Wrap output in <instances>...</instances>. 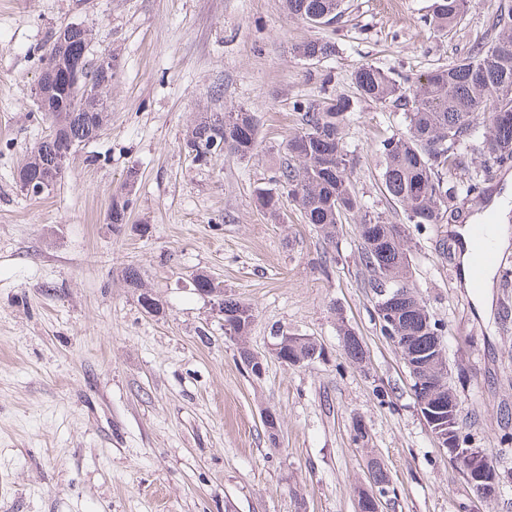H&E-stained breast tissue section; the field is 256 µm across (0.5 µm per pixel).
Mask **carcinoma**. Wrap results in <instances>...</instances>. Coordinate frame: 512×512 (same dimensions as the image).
<instances>
[{
    "mask_svg": "<svg viewBox=\"0 0 512 512\" xmlns=\"http://www.w3.org/2000/svg\"><path fill=\"white\" fill-rule=\"evenodd\" d=\"M470 0H434L425 23L446 32L465 11ZM290 17L307 24L329 25L342 13L343 0H285ZM493 35L475 43L467 56L433 70L417 80L404 113V128L382 143V181L386 193L403 209L409 224H456L462 218L457 206L459 194L480 197L492 180V166L512 162V11L500 12L492 21ZM305 60L335 55L329 40H310L292 47ZM358 95L384 103L397 95L401 81L376 65H366L352 74ZM49 122H66L83 107L68 96L51 92ZM301 131L288 141V158L277 177L278 189L259 188V206L274 218L280 217V200L298 207L308 224L316 225L324 243L336 239L342 217L362 209L346 175L347 159L343 130L353 101L332 94L319 100L298 101ZM490 121L482 139L473 131L483 115ZM80 143L97 138L100 126L72 124ZM224 142V150L241 158L250 156L257 144V122L250 112L203 114L188 128L185 140ZM27 161L52 174L48 163L53 150L46 140L34 144ZM454 173L463 177L462 187L444 179ZM362 261L371 272L368 288L379 300L378 291L387 290L394 299L391 311L394 331L400 336L443 335L444 325L420 312L426 305L410 280L404 249L405 225L385 224L366 216L361 221ZM254 315L245 303L224 300V326L242 336Z\"/></svg>",
    "mask_w": 512,
    "mask_h": 512,
    "instance_id": "cac0c4a2",
    "label": "carcinoma"
}]
</instances>
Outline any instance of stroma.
Instances as JSON below:
<instances>
[{"instance_id":"35a3bbf8","label":"stroma","mask_w":512,"mask_h":512,"mask_svg":"<svg viewBox=\"0 0 512 512\" xmlns=\"http://www.w3.org/2000/svg\"><path fill=\"white\" fill-rule=\"evenodd\" d=\"M503 1L512 5L470 0L438 33L421 21L433 0H345L320 27L290 18L284 0H0V512H355L372 458L394 488L384 512H512V284L496 273L473 293L440 247L457 226L410 227L412 281L446 326L466 445L500 477L486 501L425 426L380 331L359 215H345L328 246L289 201L274 222L255 195L273 187L301 128L295 102L320 98L326 78L356 101L343 138L352 190L371 216L404 223L379 147L405 108L358 98L351 75L389 69L408 76L411 96L413 78L490 35ZM69 24L93 30L90 60H118L109 121L34 198L16 171L48 131L39 56ZM312 39L337 53L308 62L292 52ZM240 111L257 118L251 157L200 161L185 149L198 113ZM131 171L126 221L109 224ZM130 268L142 288L127 284ZM200 273L252 307L247 336L225 335L214 298L193 287ZM340 315L365 365L346 357ZM277 329L313 339L324 357L281 363Z\"/></svg>"}]
</instances>
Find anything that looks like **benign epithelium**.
I'll list each match as a JSON object with an SVG mask.
<instances>
[{
  "instance_id": "7a95c632",
  "label": "benign epithelium",
  "mask_w": 512,
  "mask_h": 512,
  "mask_svg": "<svg viewBox=\"0 0 512 512\" xmlns=\"http://www.w3.org/2000/svg\"><path fill=\"white\" fill-rule=\"evenodd\" d=\"M78 26L71 24L57 33V51L53 53L50 61L40 74L42 86L59 80L65 84L66 91L71 96L82 100H93L96 106L86 109V112L95 114V120H100L98 113L107 110V101L103 99L102 91L112 85V76L117 69V60L112 54L102 56L95 61L96 80H91L89 73V60L87 49L79 52L73 51V35ZM48 140L54 142L56 161H64L72 153V143L65 127L61 124L52 126ZM17 182L25 194L41 195L51 186V182L41 175L40 170L22 164L17 171ZM376 316L379 326L383 329L386 338L401 350H410V370L413 379V392L420 414L440 447L446 449L448 454L466 463L467 478L473 484L482 498L490 500L497 492L496 471L490 464L486 454L480 448H464V432L460 421L462 407L453 389L442 386V382H433L419 373V367L434 363L437 365L438 377L447 372V362L444 356L441 337H428V347L418 350L409 349V338L399 336L391 329L393 317L387 314L386 300L376 303ZM288 336L277 335L271 343V353L279 361L300 366L302 362L292 356L286 355ZM362 497L357 500V512H382V502L385 494L378 493L379 484L372 472H367Z\"/></svg>"
}]
</instances>
